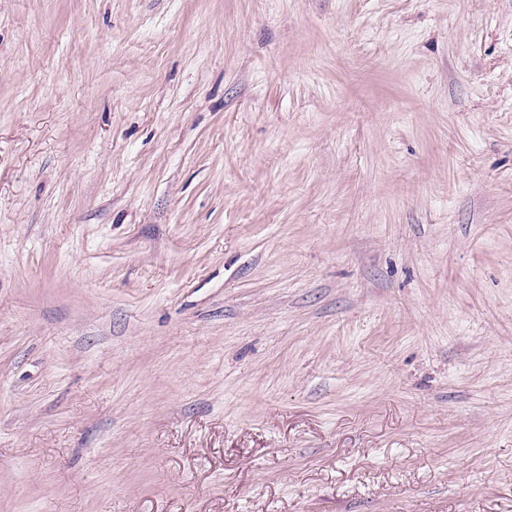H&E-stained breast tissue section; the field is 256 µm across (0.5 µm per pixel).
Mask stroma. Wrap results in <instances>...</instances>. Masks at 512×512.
Masks as SVG:
<instances>
[{
    "instance_id": "stroma-1",
    "label": "stroma",
    "mask_w": 512,
    "mask_h": 512,
    "mask_svg": "<svg viewBox=\"0 0 512 512\" xmlns=\"http://www.w3.org/2000/svg\"><path fill=\"white\" fill-rule=\"evenodd\" d=\"M0 512H512V0H0Z\"/></svg>"
}]
</instances>
